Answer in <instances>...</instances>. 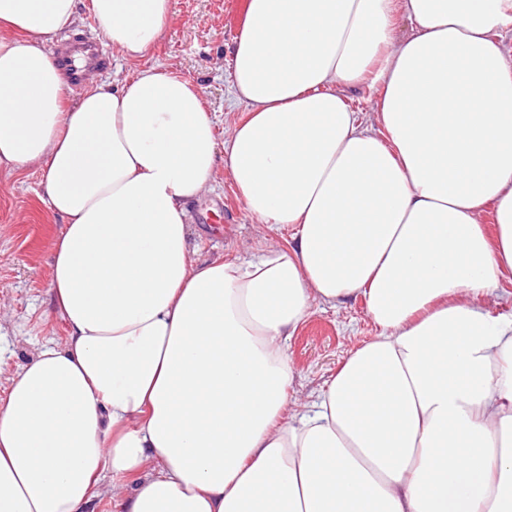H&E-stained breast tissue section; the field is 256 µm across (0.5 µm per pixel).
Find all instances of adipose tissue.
<instances>
[{"mask_svg": "<svg viewBox=\"0 0 512 512\" xmlns=\"http://www.w3.org/2000/svg\"><path fill=\"white\" fill-rule=\"evenodd\" d=\"M82 8L137 62L171 0H0V174L36 168L65 222L68 332L0 398V512L107 477L123 512H512V320L482 303L512 271V0H248L222 141L154 67L68 104L45 46ZM220 162L288 246L193 259ZM351 297L377 335L290 396L289 340Z\"/></svg>", "mask_w": 512, "mask_h": 512, "instance_id": "adipose-tissue-1", "label": "adipose tissue"}]
</instances>
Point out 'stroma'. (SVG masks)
I'll list each match as a JSON object with an SVG mask.
<instances>
[{
	"label": "stroma",
	"mask_w": 512,
	"mask_h": 512,
	"mask_svg": "<svg viewBox=\"0 0 512 512\" xmlns=\"http://www.w3.org/2000/svg\"><path fill=\"white\" fill-rule=\"evenodd\" d=\"M239 33V0H173L165 33L138 64L106 45L98 22L87 11H80L68 31L69 36L103 44L110 62L99 72V79L130 78L145 66L192 81L213 112L220 137L247 116L246 106L235 99L231 86L232 47ZM218 202L232 213V226L208 220L209 206ZM188 209L191 240L198 247L197 258L203 261L234 259L260 238L285 245L293 234L289 227L269 229L255 222L220 166L209 189L190 200ZM63 228V220L51 210L39 186L36 171L0 179V397L10 377L30 363L40 344L50 338L61 342L67 336L49 291L52 244ZM377 332L362 298L315 309L288 342L295 397L319 394L349 352Z\"/></svg>",
	"instance_id": "stroma-1"
}]
</instances>
